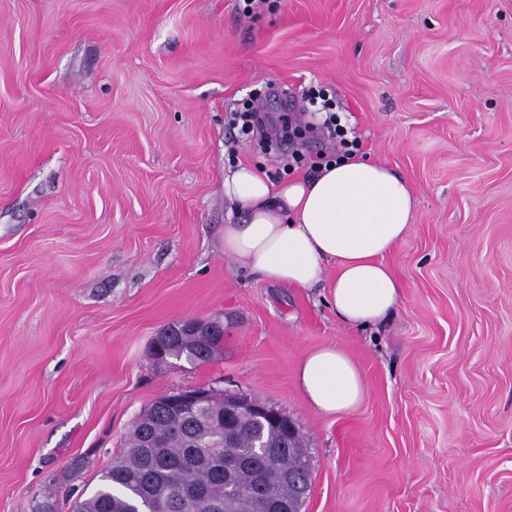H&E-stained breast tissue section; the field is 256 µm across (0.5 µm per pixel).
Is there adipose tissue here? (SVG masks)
<instances>
[{
	"label": "adipose tissue",
	"instance_id": "adipose-tissue-1",
	"mask_svg": "<svg viewBox=\"0 0 512 512\" xmlns=\"http://www.w3.org/2000/svg\"><path fill=\"white\" fill-rule=\"evenodd\" d=\"M238 218L224 226V254L265 281L322 287L346 324L367 327L401 299L386 256L416 220L407 181L385 165L349 156L310 180L270 181L253 165L224 173ZM307 403L324 415L354 411L366 394L356 363L334 344L307 353L296 373Z\"/></svg>",
	"mask_w": 512,
	"mask_h": 512
}]
</instances>
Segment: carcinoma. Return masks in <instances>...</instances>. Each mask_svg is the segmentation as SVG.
I'll return each mask as SVG.
<instances>
[{"label": "carcinoma", "mask_w": 512, "mask_h": 512, "mask_svg": "<svg viewBox=\"0 0 512 512\" xmlns=\"http://www.w3.org/2000/svg\"><path fill=\"white\" fill-rule=\"evenodd\" d=\"M186 320H178L159 334L171 362L191 365L209 362L224 336V326L203 322L208 331L183 335ZM209 421L196 427L198 459L182 466L174 462L189 447L190 420L155 405L134 421L123 451L100 471L92 489L82 491L73 512H299L300 493L281 480L283 470L309 486L311 466L303 433L288 437L266 420L244 422L221 448H206L203 439L224 426V401L208 406ZM243 462L226 479L224 460Z\"/></svg>", "instance_id": "1"}]
</instances>
